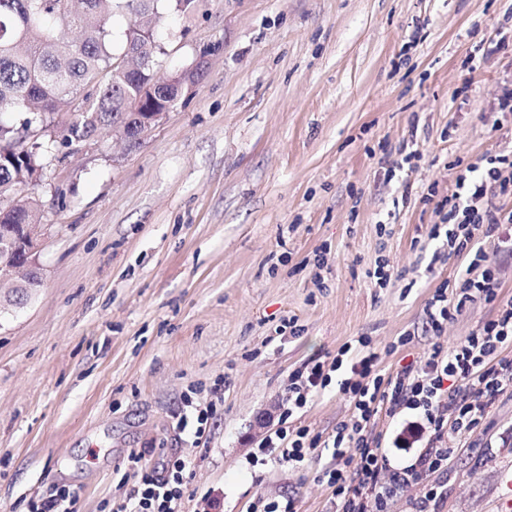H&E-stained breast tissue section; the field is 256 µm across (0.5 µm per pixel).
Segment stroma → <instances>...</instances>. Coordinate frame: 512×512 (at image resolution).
<instances>
[{
	"mask_svg": "<svg viewBox=\"0 0 512 512\" xmlns=\"http://www.w3.org/2000/svg\"><path fill=\"white\" fill-rule=\"evenodd\" d=\"M161 36L158 76L201 65L192 93L136 147H58L38 189L43 285L0 312V512L64 490L59 512H112L139 486L134 451L184 459L180 512L260 495L328 512L331 449L254 466V426L279 422L290 372L353 339L388 374L493 316L428 329L466 262L433 260L427 233L449 162L512 159V130L488 120L512 89V0H197ZM192 406L215 410L199 438L176 427ZM352 413L333 382L298 423L327 438ZM368 435L395 466L396 442L425 446L401 413ZM448 445L437 512H512V396Z\"/></svg>",
	"mask_w": 512,
	"mask_h": 512,
	"instance_id": "obj_1",
	"label": "stroma"
}]
</instances>
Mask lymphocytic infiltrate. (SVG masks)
Instances as JSON below:
<instances>
[{"label":"lymphocytic infiltrate","instance_id":"lymphocytic-infiltrate-1","mask_svg":"<svg viewBox=\"0 0 512 512\" xmlns=\"http://www.w3.org/2000/svg\"><path fill=\"white\" fill-rule=\"evenodd\" d=\"M512 197V159L483 155L466 164L454 190L437 203L438 224L428 233L435 254L468 257L465 275L452 286H440L429 300L427 323L442 331L448 321L472 306L494 305L493 318L480 322L456 345L433 347L421 363H409L396 373H380V355L367 337L345 344L332 361H313L293 370L285 387L289 413H297L343 372L342 394L353 402L349 423L337 428L328 440L303 426L288 425L264 437L257 451L276 463L297 464L332 450V461L321 478L332 490L329 512H389L391 502L404 488L421 486L411 504L413 512H429L445 494L441 483H429L431 474L445 472L453 454L448 436L463 437L481 426L505 392L512 390V297L500 291L497 268L480 246L481 237L501 224H512V211L497 200ZM397 414L411 410L422 416L430 429L429 446L402 468L392 467L388 457L373 448L367 428L379 410ZM130 465L142 471L141 485L117 512H178L187 487L186 464L179 458L157 463L144 453H131Z\"/></svg>","mask_w":512,"mask_h":512}]
</instances>
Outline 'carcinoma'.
<instances>
[{"label":"carcinoma","mask_w":512,"mask_h":512,"mask_svg":"<svg viewBox=\"0 0 512 512\" xmlns=\"http://www.w3.org/2000/svg\"><path fill=\"white\" fill-rule=\"evenodd\" d=\"M160 0H0V252L23 224L40 221L39 185L67 146L139 124L143 99L171 97L152 82L161 48ZM133 24L114 50L111 19Z\"/></svg>","instance_id":"obj_1"}]
</instances>
